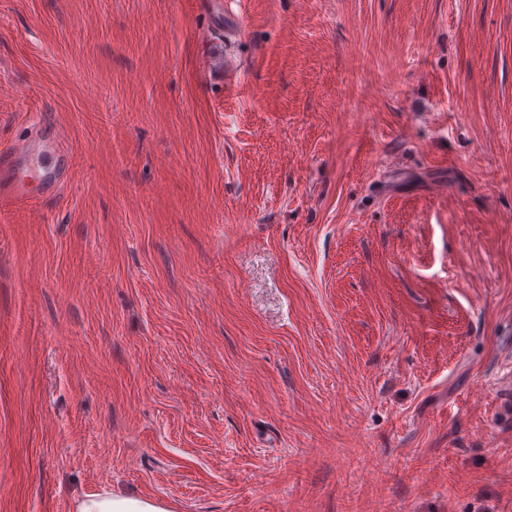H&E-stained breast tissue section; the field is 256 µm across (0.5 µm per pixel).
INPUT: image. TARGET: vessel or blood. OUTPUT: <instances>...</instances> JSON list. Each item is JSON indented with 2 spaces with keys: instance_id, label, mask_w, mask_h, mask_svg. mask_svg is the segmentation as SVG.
<instances>
[{
  "instance_id": "1",
  "label": "vessel or blood",
  "mask_w": 512,
  "mask_h": 512,
  "mask_svg": "<svg viewBox=\"0 0 512 512\" xmlns=\"http://www.w3.org/2000/svg\"><path fill=\"white\" fill-rule=\"evenodd\" d=\"M210 4L214 22L200 34L206 46L205 68L209 76L228 78L237 73L239 63L218 35L224 26L223 0H210ZM42 146L46 147L48 158L38 168H31L30 161ZM72 165L73 156L56 128L40 123L34 134L0 149V209L31 205L40 192L55 193Z\"/></svg>"
}]
</instances>
